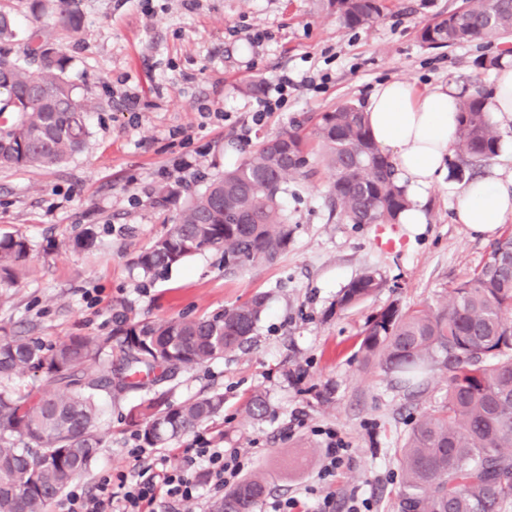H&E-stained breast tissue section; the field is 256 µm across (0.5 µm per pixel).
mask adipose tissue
<instances>
[{
	"label": "adipose tissue",
	"instance_id": "1",
	"mask_svg": "<svg viewBox=\"0 0 512 512\" xmlns=\"http://www.w3.org/2000/svg\"><path fill=\"white\" fill-rule=\"evenodd\" d=\"M460 96L452 83L420 90L401 79L377 85L369 96L371 136L393 162L410 201L400 223L425 221L424 204L445 169ZM511 218L512 171L494 169L461 190L454 220L475 234L493 236Z\"/></svg>",
	"mask_w": 512,
	"mask_h": 512
}]
</instances>
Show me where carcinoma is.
<instances>
[{
    "instance_id": "obj_1",
    "label": "carcinoma",
    "mask_w": 512,
    "mask_h": 512,
    "mask_svg": "<svg viewBox=\"0 0 512 512\" xmlns=\"http://www.w3.org/2000/svg\"><path fill=\"white\" fill-rule=\"evenodd\" d=\"M346 28L385 18L386 0H319ZM19 36L0 10V166L61 164L85 140L89 110L65 76V54L39 28L26 34L24 57L6 45ZM431 48L512 38V0H461L419 29ZM41 60L31 70L32 57ZM489 94L460 98L451 145L461 165L493 159L501 138L487 111ZM316 146L298 128L278 133L235 167L211 177L184 198L157 189L161 206L180 201L175 223L141 251L136 263L156 276L205 249L224 254V272L272 264L288 250L294 228L281 206L288 185L311 172L317 155L328 177L332 208L348 224H396L409 207L389 158L373 142L363 110L353 102L317 115ZM21 236L0 237V279L14 277L28 256ZM384 287L365 269L338 296L336 309L356 306ZM268 295L257 293L205 317L119 319L112 335L71 336L45 345L30 336L0 337V382L33 372L42 383L20 392L0 385V512H47L48 505L86 473L103 448L97 399L157 383L243 349L253 338ZM118 366L100 375L87 366L111 347ZM360 350L366 363L408 388L424 385L436 365L447 373L446 401L423 413L400 449L398 512H502L512 499V232L491 245L489 260L448 288L439 306H391L373 316ZM224 411L211 393L170 403L149 398L129 416L142 445L162 448ZM268 492L261 474L224 487L209 512H257Z\"/></svg>"
}]
</instances>
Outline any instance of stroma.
<instances>
[{
  "mask_svg": "<svg viewBox=\"0 0 512 512\" xmlns=\"http://www.w3.org/2000/svg\"><path fill=\"white\" fill-rule=\"evenodd\" d=\"M457 0H393L392 14L370 28L347 29L315 0H0L20 32L49 30L70 58L66 76L87 102V136L66 163L0 168V237L22 235L29 257L15 282L0 283V328L53 343L70 336L108 335L116 315L132 319L198 317L269 295L254 339L224 359L182 370L154 388L101 393L104 447L74 489L92 495L102 478L135 480L139 441L126 416L153 393L172 402L212 391L224 414L197 436L154 449L167 468L199 473L189 460L197 438L223 435L248 458L245 474H265L275 499L297 498L303 512H320L331 498L344 512L351 496L371 512H396L402 471L398 451L422 413L445 397L446 373L435 368L425 391L410 393L365 364L362 332L377 312L444 300L448 288L484 265L490 239L455 223L466 176L446 174L429 191L425 224L404 231L405 247L380 251L370 224L332 215L327 176L316 171L290 184L282 199L295 233L274 264L224 273L222 251H201L150 278L137 255L162 235L176 205L158 206L163 184L191 193L208 177L238 165L247 149L301 124L312 132L318 113L339 103L365 104L373 88L403 79L417 88L473 80L493 90V73L477 62L503 54L501 42L451 48L421 43L429 15ZM307 75L313 85L292 91L286 106L253 121L256 101L273 95L281 74ZM258 83L247 95L241 88ZM198 173H181L184 158ZM92 232L95 246L77 248ZM385 286L365 302L337 310L336 298L366 268ZM332 389L330 403L318 391ZM268 403L264 417L247 414L253 392ZM350 450V463L322 474L325 431Z\"/></svg>",
  "mask_w": 512,
  "mask_h": 512,
  "instance_id": "obj_1",
  "label": "stroma"
}]
</instances>
